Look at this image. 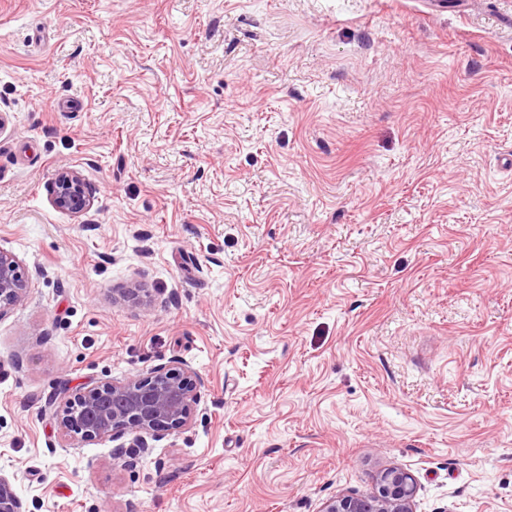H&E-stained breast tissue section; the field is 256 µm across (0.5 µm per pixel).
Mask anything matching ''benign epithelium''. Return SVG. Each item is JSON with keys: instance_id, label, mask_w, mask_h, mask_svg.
I'll list each match as a JSON object with an SVG mask.
<instances>
[{"instance_id": "benign-epithelium-1", "label": "benign epithelium", "mask_w": 512, "mask_h": 512, "mask_svg": "<svg viewBox=\"0 0 512 512\" xmlns=\"http://www.w3.org/2000/svg\"><path fill=\"white\" fill-rule=\"evenodd\" d=\"M53 203L66 212L80 214L91 199L79 174L58 171L53 178ZM28 288L25 271L10 253L0 250V314L16 305ZM199 377L186 363L158 367L145 376L82 388L57 414L65 436L86 441L129 434L134 446L149 448L148 439L180 429L192 420ZM416 482L401 468L384 470L376 491L367 497L343 496L325 503L321 512H413ZM21 501L12 484L0 476V512H20Z\"/></svg>"}]
</instances>
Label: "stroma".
<instances>
[{
	"label": "stroma",
	"mask_w": 512,
	"mask_h": 512,
	"mask_svg": "<svg viewBox=\"0 0 512 512\" xmlns=\"http://www.w3.org/2000/svg\"><path fill=\"white\" fill-rule=\"evenodd\" d=\"M0 114L23 512H512V0H0ZM177 360L189 426L60 437ZM52 195L57 208L72 214H80L91 205L83 180L72 170L63 169L55 174ZM28 288L25 271L10 253L0 250V315L16 305ZM416 482L401 468L384 470L376 491L367 497L343 496L325 503L321 512H413Z\"/></svg>",
	"instance_id": "stroma-1"
}]
</instances>
